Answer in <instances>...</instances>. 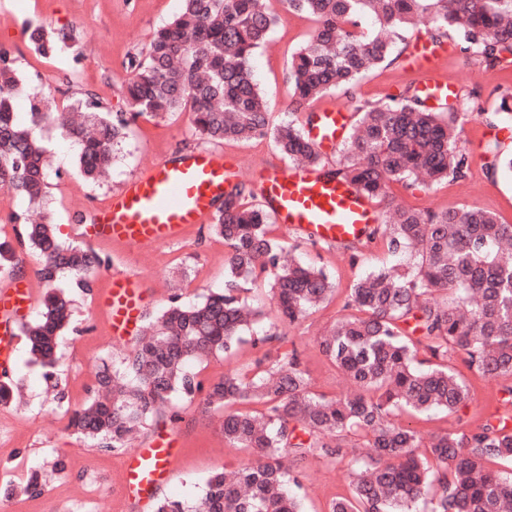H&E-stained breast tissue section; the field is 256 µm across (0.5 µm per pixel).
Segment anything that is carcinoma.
Returning a JSON list of instances; mask_svg holds the SVG:
<instances>
[{"label":"carcinoma","instance_id":"cac0c4a2","mask_svg":"<svg viewBox=\"0 0 512 512\" xmlns=\"http://www.w3.org/2000/svg\"><path fill=\"white\" fill-rule=\"evenodd\" d=\"M183 0L181 13L156 30L129 63L123 86L127 112H107L86 95L66 113L46 94L29 97L27 122L18 121L19 80L10 52L0 49V189L27 201L12 215L16 243L0 242V271L15 273L16 246L41 260L46 288L36 319L21 323L34 361L54 374L57 342L72 319V300L55 286L66 271L91 291L102 257L82 241H65L43 211L47 150L41 131L54 125L79 145L78 165L93 181L108 173L115 146L138 118L187 112L195 133L213 143L270 138L289 162L303 161L355 186L369 199L389 200L391 186L414 192L465 175L469 157L454 110L424 108L405 90L386 101L355 106L358 116L340 147L336 169L293 121L270 126L269 102L254 81L252 61L273 28L289 15L311 19L309 39L288 60L299 104L331 90L352 88L382 66L396 43L420 22L437 43L453 36L481 63L512 58V0ZM71 34L38 27L30 40L42 55ZM486 170L512 169V150L486 147ZM251 187L235 184L209 229L229 248L224 288L194 303L176 292L120 365L103 364L98 388L72 411L68 428L100 452H118L174 398L203 396L204 411L222 414L224 440L255 460L206 480L194 501L155 499L153 512H305L294 467L309 457L327 464L348 455L346 439H363L366 457L349 472L350 494L328 512H512V385L501 389L503 412L469 433L432 437L424 451L417 432L395 420L401 411L455 413L469 386L448 364L461 351L482 378L512 379V224L471 206L439 213L413 206L387 208L384 223L366 228L402 262L374 270L348 288L342 315L319 338L324 356L356 390L330 397L313 391L296 348L204 385L193 362L228 354L264 313L242 297L245 284L272 279L273 332L252 344L282 341L291 326L326 302L336 282L316 265L284 264V246L270 217L248 204ZM37 472L7 490L42 495Z\"/></svg>","mask_w":512,"mask_h":512}]
</instances>
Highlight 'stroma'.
<instances>
[{
	"label": "stroma",
	"instance_id": "obj_1",
	"mask_svg": "<svg viewBox=\"0 0 512 512\" xmlns=\"http://www.w3.org/2000/svg\"><path fill=\"white\" fill-rule=\"evenodd\" d=\"M181 0H9L0 8V49L9 50L24 92L18 95L17 112H26L27 95L33 91L49 94L58 105H67L84 95L98 98L107 110L126 111L122 84L130 70L128 61L139 53L152 33L169 23L181 11ZM39 26L73 33L74 39L48 55L35 52L30 32ZM314 24L291 16L271 33V45L260 50L253 61L255 78L267 94L271 124L291 119L306 124L310 114L335 107L353 115L357 101H379L418 86L420 79L406 69V57L426 43L423 27H416L399 42V56L390 64L365 74L350 91L336 90L310 103L295 106L288 81L287 61L291 53L308 40ZM443 54L434 68L436 78L448 80L456 92L449 98L428 100L436 110L455 108L462 125L461 138L469 155L465 177L412 194L394 186L393 198L400 205H414L436 212L464 206H478L498 214L512 224V170L490 174L485 170V146L489 141L512 140V113H499L501 99L512 95V65L487 67L477 63L471 52L452 39H445ZM498 112L497 125H488L487 113ZM52 159L48 174L46 209L64 238L80 239L73 218L84 214L94 218L113 194L140 170L180 153L213 152L225 159L242 161L239 179L258 186L263 167L284 168L288 162L268 139L249 142L209 143L194 136L188 113L158 120L141 117L132 125L121 144L108 178L98 184L85 180L76 166L77 144L59 130L45 132ZM274 236L285 244L288 261L324 267L336 279L339 290L323 307L312 311L298 324L285 329L286 343L295 345L315 391L330 396L351 388L321 353L316 338L343 313L348 288L353 282L382 266L394 265L380 240L361 238L353 249L336 243L313 240L283 224H274ZM91 247L103 258L92 292L74 288L68 274H60L57 287L68 291L74 301L75 321L59 338V365L54 378L30 360L25 336H17L11 376L23 390L22 404H0V512H112L120 456L87 447L67 428V408L78 407L95 384L102 362L120 360L132 341H113L108 331L109 315L100 305V295L110 287L112 276H138L144 292L147 315H155L167 303L174 289L185 299L198 300L210 289L224 285L228 249L213 237L208 225H195L184 240L161 244L148 252L132 246L91 240ZM451 364L461 371L470 387V399L460 411L415 414L403 411L398 421L430 438L435 433L470 432L484 423L499 405L500 382L488 381L467 370L462 354ZM62 383L68 407L54 400V383ZM176 438L180 455L170 482L158 496L194 499L210 474L252 460L244 448L230 447L224 440L217 415L203 412L200 403L173 400L161 414L142 429L132 442L145 448L161 437ZM63 458V473L50 470L54 458ZM349 462L334 466L310 459L301 467V494L306 512H327L330 502L350 492ZM36 470L44 471L46 484L36 499L4 495L5 486L25 482Z\"/></svg>",
	"mask_w": 512,
	"mask_h": 512
}]
</instances>
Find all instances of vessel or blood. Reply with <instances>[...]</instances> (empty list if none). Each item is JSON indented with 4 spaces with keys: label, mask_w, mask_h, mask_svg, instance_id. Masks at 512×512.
I'll use <instances>...</instances> for the list:
<instances>
[{
    "label": "vessel or blood",
    "mask_w": 512,
    "mask_h": 512,
    "mask_svg": "<svg viewBox=\"0 0 512 512\" xmlns=\"http://www.w3.org/2000/svg\"><path fill=\"white\" fill-rule=\"evenodd\" d=\"M435 52L416 48L408 69L421 78L426 97H449L451 85L433 78ZM346 118L342 111L320 113L313 132L317 143L339 139ZM237 173L223 156L191 152L146 166L113 195L94 223L84 225L85 235L124 242L147 250L181 239L187 229L203 223L224 200V188ZM261 194L279 223L302 234L328 242H344L361 236L378 218L368 199L355 187L305 165L284 171H263ZM111 319L113 339H125L136 331L143 312L139 283L131 276H113L101 297ZM32 305L30 289L21 280L0 285V370L8 371L14 355L15 329ZM179 450L172 440L161 438L150 447L127 455L121 462L119 499H147L167 483Z\"/></svg>",
    "instance_id": "1"
}]
</instances>
